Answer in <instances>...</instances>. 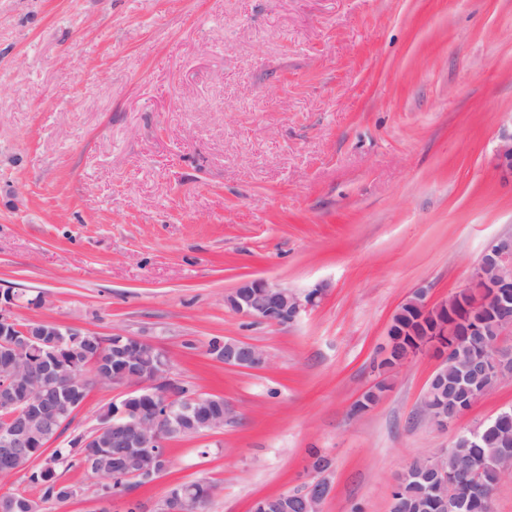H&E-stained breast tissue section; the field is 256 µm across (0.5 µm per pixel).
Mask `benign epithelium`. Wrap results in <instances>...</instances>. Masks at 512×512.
I'll list each match as a JSON object with an SVG mask.
<instances>
[{"label":"benign epithelium","instance_id":"7a95c632","mask_svg":"<svg viewBox=\"0 0 512 512\" xmlns=\"http://www.w3.org/2000/svg\"><path fill=\"white\" fill-rule=\"evenodd\" d=\"M495 167L501 176L512 180V129L502 127L494 153ZM473 298L477 311L488 309L494 315L491 330L472 328L469 336L482 337V354L477 359L452 353V347L435 339L418 354H432L437 358L432 378H441L448 366L457 365L462 372L478 370L482 380L480 389L472 393L470 404L477 403L496 383L512 375V347L501 342L504 331L512 330V234L493 241L474 267L468 284L437 305L426 300L425 291L417 289L406 303L428 313L443 310L448 313L461 296ZM323 297V289L315 288L299 294L288 286L263 278L242 282L226 296L225 304L234 313L286 326L294 322L306 309L316 306ZM15 295H0V353L10 360L8 373L0 380V455L8 457L19 448L38 447V436L45 430L44 419L56 413L64 392L52 384L57 377L56 362L59 350L74 341L84 339L86 333L58 322L38 321L20 327L12 315ZM224 364L246 370H262L271 363L262 348L230 337H223ZM112 384L128 388L126 397L112 402V414L99 417L98 425L85 435L83 446L98 448L112 455V462L140 486L154 483L162 471L147 465L150 451L164 448L168 439L187 426L205 424L214 431L224 427L232 409L219 399L202 401L196 397L181 398L184 384L174 375L169 356L151 340L141 336L118 334L112 337ZM30 392V404L16 407L17 393ZM467 412L449 401L435 398L432 389H426L420 413L432 424L447 429ZM313 480L299 491L264 497L257 500L252 512H276L279 503H285L296 512H322V503L329 492V470L308 466ZM455 477L466 482L463 490L448 496V474L436 472L430 488L439 512H468L474 491H479L485 503L493 499L491 488L479 485L474 472H458ZM187 503L181 490H176L157 507V512H186Z\"/></svg>","mask_w":512,"mask_h":512}]
</instances>
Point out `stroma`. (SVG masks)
<instances>
[{
    "label": "stroma",
    "mask_w": 512,
    "mask_h": 512,
    "mask_svg": "<svg viewBox=\"0 0 512 512\" xmlns=\"http://www.w3.org/2000/svg\"><path fill=\"white\" fill-rule=\"evenodd\" d=\"M510 119L512 0H0V290L22 321L150 339L234 410L168 442L140 512L199 479L209 512H251L310 481L312 448L323 512H390L412 461L512 407L506 377L437 428L422 356L353 412L409 293L440 303L512 233ZM253 278L325 293L272 325L224 305ZM215 336L271 367L224 366ZM125 393L95 385L57 446ZM62 479L44 512H97L96 479ZM495 167L504 179L512 181V119L510 130L503 126L494 153Z\"/></svg>",
    "instance_id": "35a3bbf8"
}]
</instances>
